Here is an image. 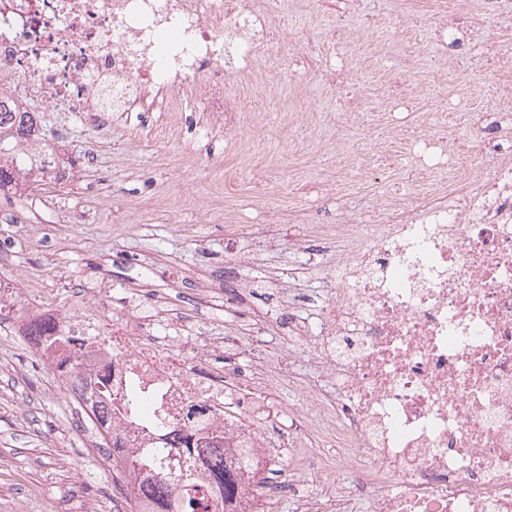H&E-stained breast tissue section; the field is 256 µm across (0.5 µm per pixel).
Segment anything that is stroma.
I'll list each match as a JSON object with an SVG mask.
<instances>
[{"label": "stroma", "instance_id": "obj_1", "mask_svg": "<svg viewBox=\"0 0 512 512\" xmlns=\"http://www.w3.org/2000/svg\"><path fill=\"white\" fill-rule=\"evenodd\" d=\"M374 25L357 34L364 14ZM280 46L256 56L257 81L240 79L229 57L214 59L240 113L234 133L211 124L202 104L180 113L176 135L163 112L113 113L92 128L29 98L46 117L40 137L58 166L44 184L0 190V232L21 222L22 238L0 250V278L20 299L58 303L102 291L114 310L155 308L160 323L186 317L193 344L227 353V336H267L279 362L288 325L312 320L336 274V244L315 226L366 224L395 188L440 192L461 171H421L406 134L386 122L398 99L412 102L409 131L455 141L483 137L485 113L512 115V88L498 58L512 56V9L493 17L438 0H282ZM447 30L439 38L438 30ZM344 126H337V117ZM250 253L239 313L199 299L219 284L229 249ZM27 277L17 280L16 268ZM29 512H130L105 447L84 411L13 323L0 325V512L15 500Z\"/></svg>", "mask_w": 512, "mask_h": 512}]
</instances>
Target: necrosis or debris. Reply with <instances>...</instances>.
Wrapping results in <instances>:
<instances>
[{"mask_svg":"<svg viewBox=\"0 0 512 512\" xmlns=\"http://www.w3.org/2000/svg\"><path fill=\"white\" fill-rule=\"evenodd\" d=\"M280 0H0V91L18 86L62 112H171L188 98L214 123L229 105L224 75L205 66L223 52L242 60L249 17L279 41ZM472 145L412 136L423 170L467 160L470 179L435 198L395 194L370 223L341 224L340 273L326 304L295 339L334 387L296 389L283 409L271 394L248 402L230 378L192 363L172 327L154 330L133 309L91 293L54 310L33 302L17 319L52 314L63 339L46 349L60 378L112 389V456L156 443L157 425L194 437L216 433L259 464L298 462L336 473V512H512V118L492 121ZM288 415L315 445L279 449L264 422ZM331 448L332 456L321 453Z\"/></svg>","mask_w":512,"mask_h":512,"instance_id":"obj_1","label":"necrosis or debris"}]
</instances>
